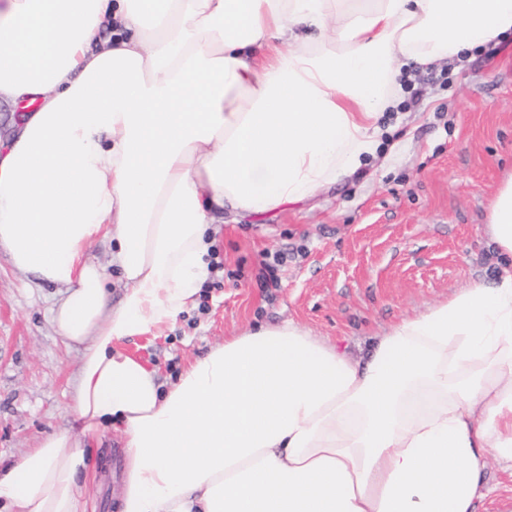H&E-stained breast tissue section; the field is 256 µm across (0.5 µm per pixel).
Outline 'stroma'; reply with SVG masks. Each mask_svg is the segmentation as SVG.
<instances>
[{
    "label": "stroma",
    "mask_w": 512,
    "mask_h": 512,
    "mask_svg": "<svg viewBox=\"0 0 512 512\" xmlns=\"http://www.w3.org/2000/svg\"><path fill=\"white\" fill-rule=\"evenodd\" d=\"M412 95L385 114L389 162L379 160L305 204L259 217L225 215L215 248L220 286L160 335L125 351L171 383L194 358L236 331L292 320L356 356L372 336L475 281L494 280L487 207L512 174V35L425 72L406 62ZM282 251L278 285L258 278L267 253ZM54 286L15 270L0 250V461L10 462L68 427L66 407L82 351L50 320ZM122 438L92 445L96 491L86 512H117Z\"/></svg>",
    "instance_id": "35a3bbf8"
}]
</instances>
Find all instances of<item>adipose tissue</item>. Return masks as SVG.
<instances>
[{
	"label": "adipose tissue",
	"instance_id": "1",
	"mask_svg": "<svg viewBox=\"0 0 512 512\" xmlns=\"http://www.w3.org/2000/svg\"><path fill=\"white\" fill-rule=\"evenodd\" d=\"M512 32V0H0V249L61 288L74 428L0 468V512H85L86 438L124 442L118 512H474L512 470V178L501 257L352 356L294 321L241 331L175 382L121 350L194 308L225 212L313 198L376 159L399 64ZM113 243L124 292L112 303ZM112 253V245L108 241L99 240L93 243L88 251L90 259L98 262L99 264L109 267V278L107 282V288H112V301L116 303L122 296L123 293V282L121 276L116 267H110V259ZM483 478L488 491L485 490L486 496L476 501L475 511L498 512V498L508 495L512 489L511 472L501 469L495 460L488 458L485 461Z\"/></svg>",
	"mask_w": 512,
	"mask_h": 512
}]
</instances>
